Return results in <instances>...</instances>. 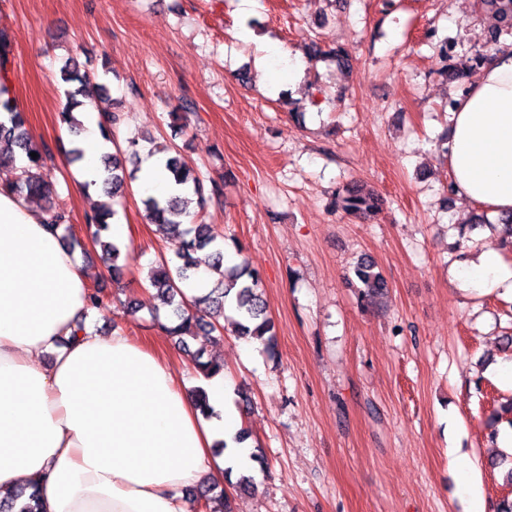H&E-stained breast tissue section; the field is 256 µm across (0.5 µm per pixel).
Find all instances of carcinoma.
Instances as JSON below:
<instances>
[{"mask_svg": "<svg viewBox=\"0 0 512 512\" xmlns=\"http://www.w3.org/2000/svg\"><path fill=\"white\" fill-rule=\"evenodd\" d=\"M483 6L495 15L496 25L488 30L486 42H499L502 34H512V0H480ZM426 38L436 40V73L442 77L448 74L461 76L472 68L475 61L483 62L485 55L476 53L471 57L455 59L444 52L448 39L437 38L433 29L426 32ZM310 58L315 60L329 59L340 69H348L352 65L350 56L341 47L325 48L316 41L308 46ZM62 81L75 84L77 88L66 91L67 102L64 110L59 113L62 123L75 127L78 122L73 110L81 105L77 99L83 91L90 75L81 71L79 64L71 60L61 70ZM8 115L7 120L0 121V168L14 167L19 159L26 162L21 176L15 181L7 182V188L26 201L39 200L46 203L44 212L47 223L62 229V239L73 248L80 244L79 239L66 224L65 215L52 206L53 182L43 173L44 156L47 146L33 142L25 128L23 114L18 110L17 103L11 97L0 99V113ZM38 154L32 158L30 153ZM158 153H166V168L173 175L176 184L185 187L186 196H172L164 201L153 195L143 199L145 219L150 224L162 229L172 244V254L156 261L151 268L149 282L160 293L163 304L169 307L172 325L164 327L165 332L178 339L179 343L188 346L187 339L203 337L199 346L191 351L192 361L196 369L205 376L219 373L224 364L213 358H204L207 344L223 335L224 325L219 318L224 316V305L229 294H234V309L237 318L232 320L234 332L238 336L252 337L256 340L272 342L275 337L274 324L268 315L266 301L260 292L261 279L258 270L244 262L229 269L224 268V241L210 224H191L184 226V217L189 215L188 196L197 198L198 205L206 202V187L197 170L189 164L176 145H165L156 149ZM102 186L114 197L124 194L127 172L124 152L116 150L103 156ZM334 211H342L358 218L370 219L381 210V197L371 186L365 183H353L337 193L330 202ZM117 208L101 207L85 217L87 235L95 243L100 244L107 258L117 260L119 249L113 243L101 241L100 233L108 228L109 223H117ZM207 250L211 258V270L219 275L220 287L209 293L189 298L182 289L192 278L197 269L195 254ZM355 274L366 288L365 296H373L385 288L382 275L374 271L370 264H360ZM197 497L205 502L213 499L224 500V512H234L232 499L219 488L216 483L202 486ZM0 512H45V504L40 496L38 484L30 483L16 486L5 491L0 497Z\"/></svg>", "mask_w": 512, "mask_h": 512, "instance_id": "cac0c4a2", "label": "carcinoma"}]
</instances>
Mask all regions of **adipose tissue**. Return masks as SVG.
Instances as JSON below:
<instances>
[{
    "instance_id": "adipose-tissue-1",
    "label": "adipose tissue",
    "mask_w": 512,
    "mask_h": 512,
    "mask_svg": "<svg viewBox=\"0 0 512 512\" xmlns=\"http://www.w3.org/2000/svg\"><path fill=\"white\" fill-rule=\"evenodd\" d=\"M448 167L457 197L512 213V47L456 98ZM458 277L512 292L495 249ZM90 293L60 231L0 186V487L39 481L48 512H196L189 488L251 465L228 382L204 381L203 413L168 353L78 328Z\"/></svg>"
}]
</instances>
